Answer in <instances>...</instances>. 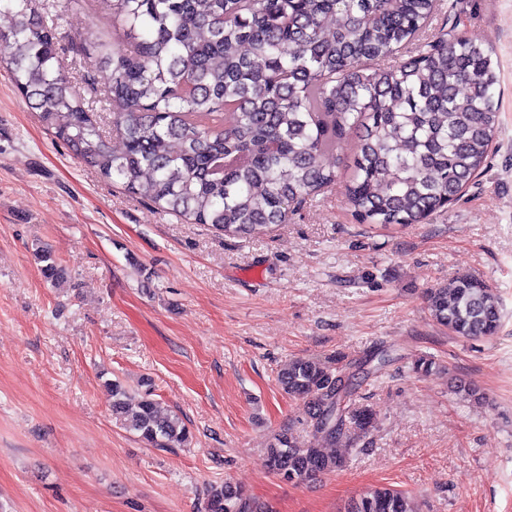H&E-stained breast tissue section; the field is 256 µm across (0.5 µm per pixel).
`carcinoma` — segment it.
<instances>
[{"instance_id":"cac0c4a2","label":"carcinoma","mask_w":512,"mask_h":512,"mask_svg":"<svg viewBox=\"0 0 512 512\" xmlns=\"http://www.w3.org/2000/svg\"><path fill=\"white\" fill-rule=\"evenodd\" d=\"M85 0H0V68L42 125L102 178L191 224L250 237L288 222L297 206L341 177L329 163L353 134L345 200L362 223L418 224L445 207L484 166L500 126L492 48L449 31L421 43L440 0H97L110 26L75 43L90 71L108 72L98 108L61 56L50 8ZM415 46L413 54L402 50ZM45 278L64 271L41 250ZM441 326L463 338L497 334L502 313L483 279L429 288ZM303 405L320 444L366 437L372 414L350 403L355 373L341 357L297 359L277 374ZM112 415L153 448L190 442L182 419L151 389L133 396L110 380ZM343 454L273 438L268 465L303 483L340 469ZM207 512H268L229 483ZM345 512H415L408 496L370 490Z\"/></svg>"}]
</instances>
